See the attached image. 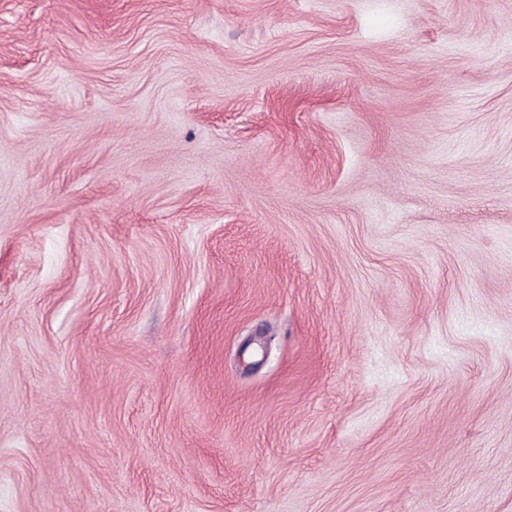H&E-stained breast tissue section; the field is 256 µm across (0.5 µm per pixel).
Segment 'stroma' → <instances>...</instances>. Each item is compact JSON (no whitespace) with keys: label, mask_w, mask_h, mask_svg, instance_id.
I'll use <instances>...</instances> for the list:
<instances>
[{"label":"stroma","mask_w":512,"mask_h":512,"mask_svg":"<svg viewBox=\"0 0 512 512\" xmlns=\"http://www.w3.org/2000/svg\"><path fill=\"white\" fill-rule=\"evenodd\" d=\"M0 512H512V0H0Z\"/></svg>","instance_id":"1"}]
</instances>
